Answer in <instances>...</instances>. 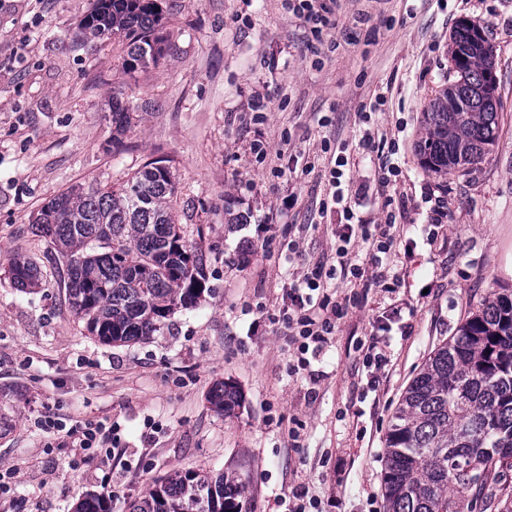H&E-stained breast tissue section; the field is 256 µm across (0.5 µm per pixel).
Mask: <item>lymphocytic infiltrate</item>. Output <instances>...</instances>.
Returning <instances> with one entry per match:
<instances>
[{
	"mask_svg": "<svg viewBox=\"0 0 512 512\" xmlns=\"http://www.w3.org/2000/svg\"><path fill=\"white\" fill-rule=\"evenodd\" d=\"M288 9L308 25L313 34L336 25V0H288ZM360 241L372 246L371 266L367 269L354 263L351 257V248ZM396 241V215L391 211L380 224L361 220L338 225L332 263H318L304 273L293 286L291 304L282 314V322L297 336L300 350L322 349L337 321L348 313L349 298H331L327 292L329 281L364 288L379 284L387 293L397 292L398 282H387L380 272L383 255L390 253Z\"/></svg>",
	"mask_w": 512,
	"mask_h": 512,
	"instance_id": "obj_1",
	"label": "lymphocytic infiltrate"
}]
</instances>
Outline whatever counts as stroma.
Returning a JSON list of instances; mask_svg holds the SVG:
<instances>
[{
	"label": "stroma",
	"mask_w": 512,
	"mask_h": 512,
	"mask_svg": "<svg viewBox=\"0 0 512 512\" xmlns=\"http://www.w3.org/2000/svg\"><path fill=\"white\" fill-rule=\"evenodd\" d=\"M93 3L0 0V412L16 423L0 435V468L16 472L0 512H74L89 494L129 512L175 470L236 472L243 512H286L297 490L309 512H384L385 438L407 387L489 292L512 293V0H340L318 39L284 0H156L167 50L132 75L121 44L81 38ZM462 20L494 47L502 120L482 160L440 176L422 165V116ZM116 93L132 117L122 135L107 118ZM367 130L399 146L389 187ZM329 142L356 161L342 178L356 216L400 204L387 267L401 285H340L349 312L301 367L274 317L346 221L322 208ZM154 159L205 290L150 339L104 344L70 313L66 260L32 221L68 188L121 184ZM17 254L38 266L34 291L6 274ZM381 325L390 361L373 386L362 345ZM220 381L241 395L229 417L207 401ZM101 422L111 457L75 463L66 427Z\"/></svg>",
	"instance_id": "35a3bbf8"
}]
</instances>
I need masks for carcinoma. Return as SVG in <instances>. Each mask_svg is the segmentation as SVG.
<instances>
[{
    "label": "carcinoma",
    "instance_id": "obj_1",
    "mask_svg": "<svg viewBox=\"0 0 512 512\" xmlns=\"http://www.w3.org/2000/svg\"><path fill=\"white\" fill-rule=\"evenodd\" d=\"M154 0H94L81 34L125 44L133 74L157 63ZM455 79L423 112L419 144L434 174L466 172L495 145L500 97L478 88L496 79L493 47L462 20L451 34ZM112 128L124 133L131 117L112 94ZM175 184L168 167L149 162L118 187L74 185L41 207L33 225L68 260V307L105 344L147 340L174 310L204 292L203 254L175 223ZM10 279L22 290L39 286L37 267L14 257ZM208 402L229 416L240 402L232 386L216 383ZM382 478L385 512H512V294L486 298L457 334L434 350L408 386L386 440ZM239 477L173 471L154 482L130 512H242ZM75 512H110L86 496Z\"/></svg>",
    "mask_w": 512,
    "mask_h": 512
}]
</instances>
